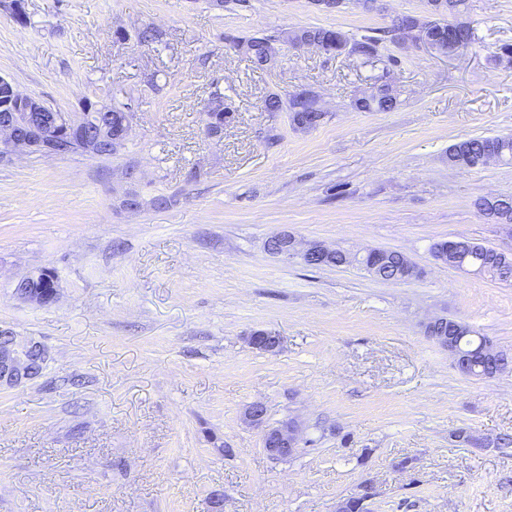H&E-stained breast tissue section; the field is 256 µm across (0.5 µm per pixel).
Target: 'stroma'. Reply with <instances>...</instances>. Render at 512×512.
Returning <instances> with one entry per match:
<instances>
[{"mask_svg":"<svg viewBox=\"0 0 512 512\" xmlns=\"http://www.w3.org/2000/svg\"><path fill=\"white\" fill-rule=\"evenodd\" d=\"M476 41L450 57L382 43L399 103L361 112L375 72L355 58L283 43L324 26L376 36L423 0H22L0 7V74L63 112L128 103L111 157L0 160V329L49 351L42 375L0 389V512H512V364L470 377L424 334L436 315L468 324L512 361V283L434 260L440 240L512 249L478 212L512 195V164L461 170L459 141L512 134V0H470ZM157 30L158 42L138 32ZM273 36L254 69L225 34ZM313 90V129L266 112L271 92ZM232 110L219 137L201 108ZM139 178L130 181L127 168ZM145 205L132 213L123 196ZM169 198L155 208L156 196ZM288 231L349 251L397 250L420 279L382 282L355 266L269 255ZM39 268L47 306L18 297ZM281 338L277 352L248 342ZM263 402L304 444L271 459L242 412ZM223 452H216V443ZM47 281L48 284L51 285L49 288H53L48 296L36 298V297H30L27 294L28 288H34L35 290L39 288L38 284L40 281ZM57 287H58V279L57 275L53 270H50L49 268H43L38 271H35L34 273L26 276L22 280H20L16 287H15V293L22 296L24 299L35 303L37 305H47L53 302L57 295Z\"/></svg>","mask_w":512,"mask_h":512,"instance_id":"35a3bbf8","label":"stroma"}]
</instances>
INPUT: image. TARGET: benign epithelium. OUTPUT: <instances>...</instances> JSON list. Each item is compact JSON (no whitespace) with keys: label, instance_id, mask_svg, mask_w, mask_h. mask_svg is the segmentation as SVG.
Here are the masks:
<instances>
[{"label":"benign epithelium","instance_id":"obj_1","mask_svg":"<svg viewBox=\"0 0 512 512\" xmlns=\"http://www.w3.org/2000/svg\"><path fill=\"white\" fill-rule=\"evenodd\" d=\"M96 111L100 112L96 121L85 112H60L44 100L22 93L11 78L0 75V160H8L17 154L61 157L77 151L108 155L119 150L125 145L133 117L124 122L120 138L116 141L112 139L109 125L112 105L99 102ZM265 250L285 261L297 259L309 267L329 266L337 258L340 265L346 266L359 257L357 253L329 248L318 241L302 243L287 232L270 236L265 242ZM371 255L374 265L369 275L381 280L393 252L373 250ZM42 281L51 285L48 296H29L27 289L38 287ZM57 287L56 273L43 268L20 280L15 293L37 305H47L55 300ZM424 333L448 350L461 373L469 374L473 356L462 346V337L468 335L465 323L446 316H434L424 323ZM249 344L274 353L280 347L281 338L269 331L257 330L249 336ZM48 359L49 354L43 344L37 341L21 344L11 330H0V387H19L36 378ZM266 414L264 403L257 401L245 407L242 418L247 425L261 430L263 447L270 458L285 460L294 456L302 442L298 423L288 419L271 426L266 422Z\"/></svg>","mask_w":512,"mask_h":512}]
</instances>
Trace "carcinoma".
Masks as SVG:
<instances>
[{"instance_id":"cac0c4a2","label":"carcinoma","mask_w":512,"mask_h":512,"mask_svg":"<svg viewBox=\"0 0 512 512\" xmlns=\"http://www.w3.org/2000/svg\"><path fill=\"white\" fill-rule=\"evenodd\" d=\"M437 2L438 0H424V10L421 13L397 15L390 25L384 28L380 37L365 36L355 39L338 29L311 26L301 29L300 36L294 32L289 34L286 41L292 44L301 37L316 44L326 54H348L356 57L363 67L375 69L380 66L385 72L388 65L379 54V44L387 40L401 46L409 33L420 25L424 27L426 37L435 39L447 30L448 18L451 17L466 28L468 42L476 40L473 27L465 19L469 10V0H445L446 9L443 11L438 9ZM225 40L243 49L254 68H269L267 51L272 45V38L230 34L225 36ZM397 104L395 90L385 82L375 84L373 96L355 101V107L361 112H389L396 108ZM263 107L267 112L289 113L292 124L297 128L300 127V120L309 116V113L320 111L315 94L309 90L296 92L288 98L272 92L265 97ZM451 149L458 158L455 163L457 168L472 169L473 158L481 154L512 158V135L466 139L453 144ZM454 246L460 259L464 260V263L456 265L457 269L469 274L488 276L501 282H512V264L501 260L498 250L463 240L455 241Z\"/></svg>"}]
</instances>
